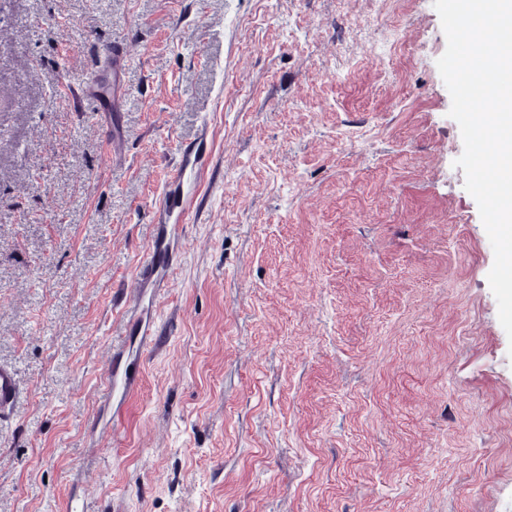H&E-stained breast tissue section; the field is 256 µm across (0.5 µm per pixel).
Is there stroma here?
I'll return each mask as SVG.
<instances>
[{
	"label": "stroma",
	"mask_w": 512,
	"mask_h": 512,
	"mask_svg": "<svg viewBox=\"0 0 512 512\" xmlns=\"http://www.w3.org/2000/svg\"><path fill=\"white\" fill-rule=\"evenodd\" d=\"M446 47L433 0H0V512H512V341ZM199 140L181 258L136 302ZM109 367L111 374L109 378L110 390L113 393L117 391L130 393L136 385L137 376L133 369L128 367L121 369V351L115 347L112 349ZM18 396L15 371L7 366H0V422L14 413Z\"/></svg>",
	"instance_id": "35a3bbf8"
}]
</instances>
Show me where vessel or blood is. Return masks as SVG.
Segmentation results:
<instances>
[{
	"mask_svg": "<svg viewBox=\"0 0 512 512\" xmlns=\"http://www.w3.org/2000/svg\"><path fill=\"white\" fill-rule=\"evenodd\" d=\"M205 143L195 142L184 147L180 163L162 203L164 222L158 223L149 249L140 260L137 285L145 288L163 281L177 263V243L186 217L193 208L201 175L200 160L205 154ZM109 387L111 391L131 392L137 382L134 370L122 367L120 350H113L110 362ZM18 396L15 371L0 366V422L14 413Z\"/></svg>",
	"mask_w": 512,
	"mask_h": 512,
	"instance_id": "vessel-or-blood-1",
	"label": "vessel or blood"
}]
</instances>
